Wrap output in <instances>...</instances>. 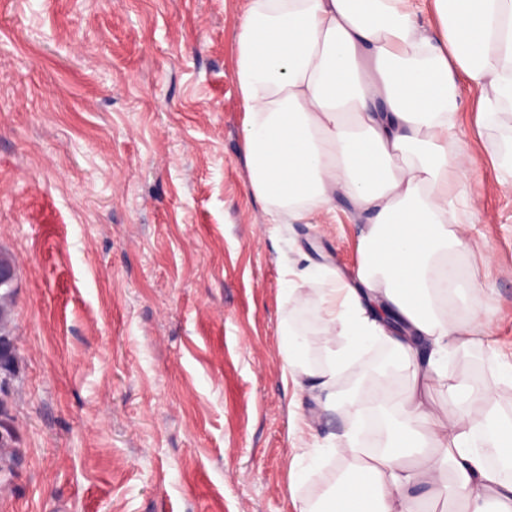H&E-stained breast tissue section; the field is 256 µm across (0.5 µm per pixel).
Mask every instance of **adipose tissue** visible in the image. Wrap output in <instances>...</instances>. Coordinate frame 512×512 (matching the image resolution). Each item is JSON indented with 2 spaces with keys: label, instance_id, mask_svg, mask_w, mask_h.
I'll return each mask as SVG.
<instances>
[{
  "label": "adipose tissue",
  "instance_id": "ef3b65f1",
  "mask_svg": "<svg viewBox=\"0 0 512 512\" xmlns=\"http://www.w3.org/2000/svg\"><path fill=\"white\" fill-rule=\"evenodd\" d=\"M236 27L247 188L264 223H311L344 197L363 224L356 283L337 280L318 306L322 334L343 346L311 366L305 334L284 325L282 376L311 378L347 422L385 411L384 447L347 431L334 452L349 470L306 512H413L418 487L461 512H512V415L498 398L512 372L478 389L448 373L455 356L489 349L496 320L455 288L474 251L457 216L477 214L456 114L463 81L479 91V126L512 111V0H244ZM377 343L406 390L389 378L340 388Z\"/></svg>",
  "mask_w": 512,
  "mask_h": 512
}]
</instances>
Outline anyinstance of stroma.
Masks as SVG:
<instances>
[{
	"label": "stroma",
	"mask_w": 512,
	"mask_h": 512,
	"mask_svg": "<svg viewBox=\"0 0 512 512\" xmlns=\"http://www.w3.org/2000/svg\"><path fill=\"white\" fill-rule=\"evenodd\" d=\"M240 0H0V297L16 373L0 400V512H299L346 463L347 427L306 400L297 438L280 333L317 305L285 268L355 273L359 227L266 224L247 189L234 79ZM457 124L491 262L479 290L512 361V189L490 154L512 121ZM316 459L295 462L299 440ZM304 472L291 484L292 467Z\"/></svg>",
	"instance_id": "35a3bbf8"
}]
</instances>
